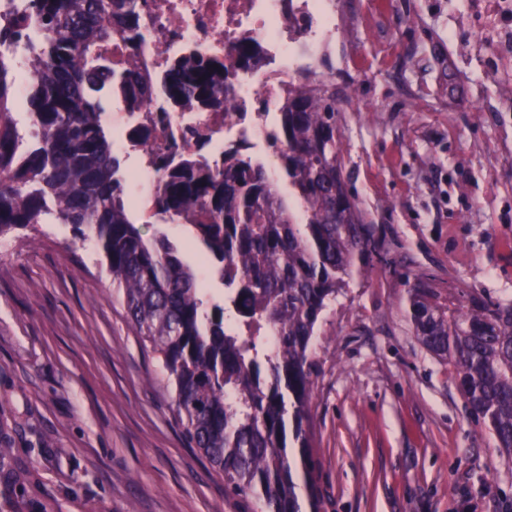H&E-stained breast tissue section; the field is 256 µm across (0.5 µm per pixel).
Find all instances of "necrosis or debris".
Here are the masks:
<instances>
[{"label":"necrosis or debris","mask_w":512,"mask_h":512,"mask_svg":"<svg viewBox=\"0 0 512 512\" xmlns=\"http://www.w3.org/2000/svg\"><path fill=\"white\" fill-rule=\"evenodd\" d=\"M348 8L347 0H147L141 12L143 71L154 92L138 111L113 115L119 148H128L132 128L155 129L129 176L131 202L152 203L159 179L153 157L159 152L203 148L213 163L226 146L243 140L274 167L269 141L288 89L302 77L318 76L317 63L336 45ZM460 13L462 33L490 50L482 78L512 82V0H462ZM243 40L254 45L256 59L231 80L233 111H188L169 104L161 78L173 58L202 53L230 65L234 46Z\"/></svg>","instance_id":"obj_1"}]
</instances>
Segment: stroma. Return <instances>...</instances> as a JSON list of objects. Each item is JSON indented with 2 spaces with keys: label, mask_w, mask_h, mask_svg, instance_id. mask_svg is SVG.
<instances>
[{
  "label": "stroma",
  "mask_w": 512,
  "mask_h": 512,
  "mask_svg": "<svg viewBox=\"0 0 512 512\" xmlns=\"http://www.w3.org/2000/svg\"><path fill=\"white\" fill-rule=\"evenodd\" d=\"M356 0L329 54L348 183L387 254L311 345L302 512H512V462L420 345L401 280L512 299V112L457 42L448 0ZM457 88L449 90L448 75ZM0 512H261L188 442L168 374L129 323L93 238L0 236Z\"/></svg>",
  "instance_id": "stroma-1"
}]
</instances>
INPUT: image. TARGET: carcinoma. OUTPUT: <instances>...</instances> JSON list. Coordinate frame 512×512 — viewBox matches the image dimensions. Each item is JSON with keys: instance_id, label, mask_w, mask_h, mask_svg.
Masks as SVG:
<instances>
[{"instance_id": "obj_1", "label": "carcinoma", "mask_w": 512, "mask_h": 512, "mask_svg": "<svg viewBox=\"0 0 512 512\" xmlns=\"http://www.w3.org/2000/svg\"><path fill=\"white\" fill-rule=\"evenodd\" d=\"M136 0H28L32 31L0 27V236L35 224L90 235L129 322L175 388V412L212 467L264 512H301L295 461L309 469L310 348L317 323L385 246L347 188L336 85L301 78L288 91L273 147L280 177L237 145L213 165L158 154L155 215L191 227L224 295L213 300L184 248L134 224L126 177L95 94L109 87L134 112L150 92ZM128 49L112 67L107 48ZM29 75V126L11 109L18 53ZM235 64L254 47L240 42ZM232 73L217 55L177 59L164 87L179 107L230 109ZM288 184L283 194L279 182ZM413 332L452 365L469 413L512 458V302L433 276L404 278Z\"/></svg>"}]
</instances>
